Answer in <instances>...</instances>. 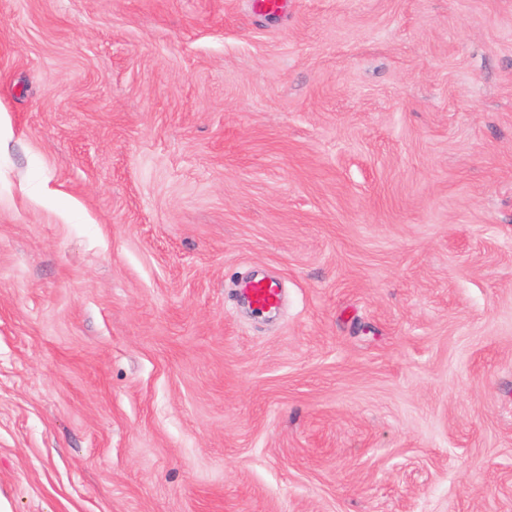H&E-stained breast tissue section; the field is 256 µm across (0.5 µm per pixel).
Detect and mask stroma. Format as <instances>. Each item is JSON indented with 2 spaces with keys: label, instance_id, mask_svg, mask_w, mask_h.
Listing matches in <instances>:
<instances>
[{
  "label": "stroma",
  "instance_id": "35a3bbf8",
  "mask_svg": "<svg viewBox=\"0 0 512 512\" xmlns=\"http://www.w3.org/2000/svg\"><path fill=\"white\" fill-rule=\"evenodd\" d=\"M0 512H512V0H0ZM252 307L257 312H268L279 307L282 299L281 289L274 282L266 279H250L241 286Z\"/></svg>",
  "mask_w": 512,
  "mask_h": 512
}]
</instances>
